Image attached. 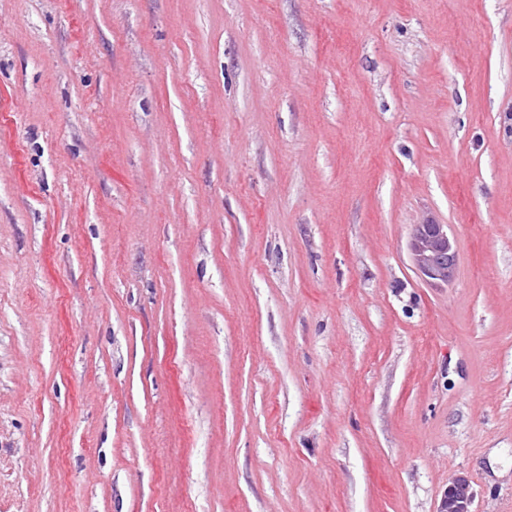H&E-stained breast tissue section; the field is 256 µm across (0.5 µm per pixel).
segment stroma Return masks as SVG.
Listing matches in <instances>:
<instances>
[{"label": "stroma", "instance_id": "35a3bbf8", "mask_svg": "<svg viewBox=\"0 0 512 512\" xmlns=\"http://www.w3.org/2000/svg\"><path fill=\"white\" fill-rule=\"evenodd\" d=\"M458 475L512 512V0H0V512ZM410 249L416 268L430 280L448 282L454 274L453 247L444 224H417Z\"/></svg>", "mask_w": 512, "mask_h": 512}]
</instances>
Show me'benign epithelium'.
<instances>
[{
    "instance_id": "obj_1",
    "label": "benign epithelium",
    "mask_w": 512,
    "mask_h": 512,
    "mask_svg": "<svg viewBox=\"0 0 512 512\" xmlns=\"http://www.w3.org/2000/svg\"><path fill=\"white\" fill-rule=\"evenodd\" d=\"M410 249L416 268L430 280L453 277V247L448 226L426 222L415 226ZM473 494L467 477L452 478L438 505V512H473Z\"/></svg>"
}]
</instances>
